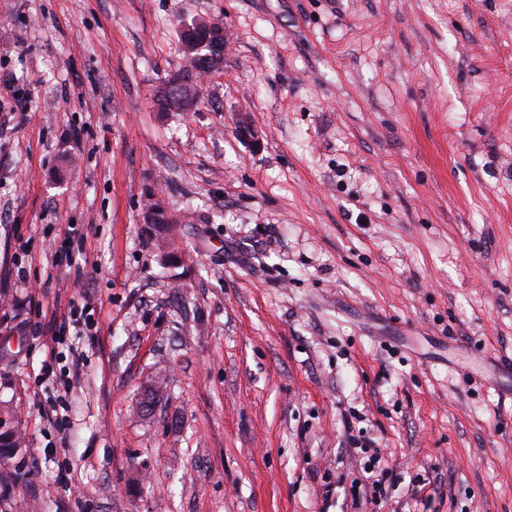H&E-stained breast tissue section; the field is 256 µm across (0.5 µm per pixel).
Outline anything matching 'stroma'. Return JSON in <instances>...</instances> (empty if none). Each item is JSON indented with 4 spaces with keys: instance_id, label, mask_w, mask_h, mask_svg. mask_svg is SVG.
<instances>
[{
    "instance_id": "1",
    "label": "stroma",
    "mask_w": 512,
    "mask_h": 512,
    "mask_svg": "<svg viewBox=\"0 0 512 512\" xmlns=\"http://www.w3.org/2000/svg\"><path fill=\"white\" fill-rule=\"evenodd\" d=\"M3 312L0 512H512V0H0ZM180 44L183 55L182 71L161 84L156 90V101H167L178 108V112H191L201 100V88L196 81L197 72L213 73L224 66L226 36L224 25L215 20L197 18L184 24L180 30ZM190 79L183 81V76Z\"/></svg>"
}]
</instances>
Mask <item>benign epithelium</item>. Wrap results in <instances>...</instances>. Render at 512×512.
<instances>
[{"mask_svg": "<svg viewBox=\"0 0 512 512\" xmlns=\"http://www.w3.org/2000/svg\"><path fill=\"white\" fill-rule=\"evenodd\" d=\"M182 71L161 84L156 100L166 101L180 112H191L201 100L198 72L213 73L224 66L226 36L224 25L215 20L197 18L181 27Z\"/></svg>", "mask_w": 512, "mask_h": 512, "instance_id": "benign-epithelium-1", "label": "benign epithelium"}]
</instances>
